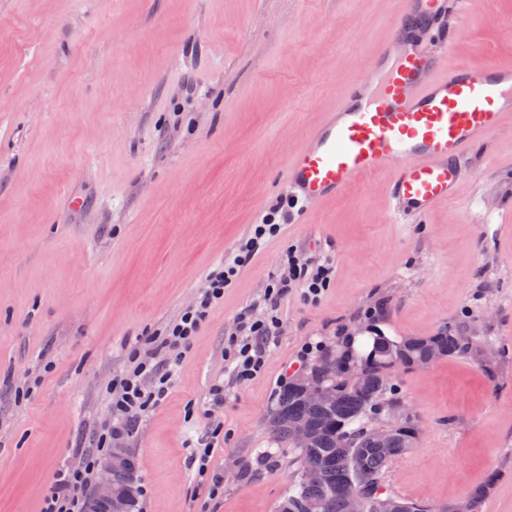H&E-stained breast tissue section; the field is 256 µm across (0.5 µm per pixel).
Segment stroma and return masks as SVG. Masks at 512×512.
Segmentation results:
<instances>
[{"label":"stroma","instance_id":"35a3bbf8","mask_svg":"<svg viewBox=\"0 0 512 512\" xmlns=\"http://www.w3.org/2000/svg\"><path fill=\"white\" fill-rule=\"evenodd\" d=\"M404 0H0V512H40L107 412L129 353L174 319L271 205L290 151L368 72ZM451 63L512 65V0L449 15ZM459 197L388 222L368 177L284 228L224 292L177 362L167 399L124 445L141 512H276L288 452L263 460L286 379L383 332L463 322L493 369L443 358L392 374L418 434L389 491L437 504L481 485L512 512V125L471 152ZM332 255L320 301L290 294L263 372L224 361L281 257ZM224 403L210 405L213 385ZM214 444L200 478L193 454ZM496 483H489L491 473Z\"/></svg>","mask_w":512,"mask_h":512}]
</instances>
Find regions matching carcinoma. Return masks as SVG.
Masks as SVG:
<instances>
[{
	"instance_id": "obj_1",
	"label": "carcinoma",
	"mask_w": 512,
	"mask_h": 512,
	"mask_svg": "<svg viewBox=\"0 0 512 512\" xmlns=\"http://www.w3.org/2000/svg\"><path fill=\"white\" fill-rule=\"evenodd\" d=\"M461 326H450L433 336L408 337L394 341L386 336L374 337L373 346L364 358L350 350L327 353L320 361L333 359L336 368L325 373L313 363L308 372L322 389L317 401L308 399L291 379L278 392L275 407L267 420L270 443L269 458L282 445L288 446L296 467V480L277 506V512H347L351 494L372 481L383 482L388 465L405 454L417 434L416 428L392 419L388 409L398 403L392 396L391 370L396 366L413 367L427 357L428 346L439 357L479 356L482 346L494 343L488 336L459 340ZM358 363L361 374L353 379L349 366ZM302 423L310 440L303 448L291 444L288 422ZM386 424L393 437L386 443L376 441L371 427ZM137 463L127 456L126 467L113 473L118 486L136 477ZM314 474L309 482L305 477Z\"/></svg>"
}]
</instances>
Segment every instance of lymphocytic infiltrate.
I'll use <instances>...</instances> for the list:
<instances>
[{
    "label": "lymphocytic infiltrate",
    "instance_id": "obj_1",
    "mask_svg": "<svg viewBox=\"0 0 512 512\" xmlns=\"http://www.w3.org/2000/svg\"><path fill=\"white\" fill-rule=\"evenodd\" d=\"M277 214V208H269L223 264L206 276L195 304L149 336L146 351L133 352L130 369L107 391L112 411L124 417L122 426L115 427L106 421L96 427L88 451L81 454L77 462L56 473L44 497L42 512H82L83 493L98 458L107 453L113 443L130 434L140 417L166 399L173 376L172 356L185 353L211 310L223 301L225 289L271 240L280 235L282 226L276 220ZM335 269L333 257L327 255L303 262L295 253L286 254L280 273L270 280L264 292L266 317L257 319L250 313H243L228 339L224 357L236 381L252 380L262 371L267 344L279 330L275 311L281 300L296 292L303 301L317 302L330 287Z\"/></svg>",
    "mask_w": 512,
    "mask_h": 512
}]
</instances>
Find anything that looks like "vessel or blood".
<instances>
[{"instance_id":"1","label":"vessel or blood","mask_w":512,"mask_h":512,"mask_svg":"<svg viewBox=\"0 0 512 512\" xmlns=\"http://www.w3.org/2000/svg\"><path fill=\"white\" fill-rule=\"evenodd\" d=\"M473 0H408L392 38L349 86L305 146L288 157L286 178L300 209L344 195L370 175L388 174V215L420 219L457 197L469 151L512 117V67L449 65L451 39L426 49L412 30L441 26Z\"/></svg>"}]
</instances>
